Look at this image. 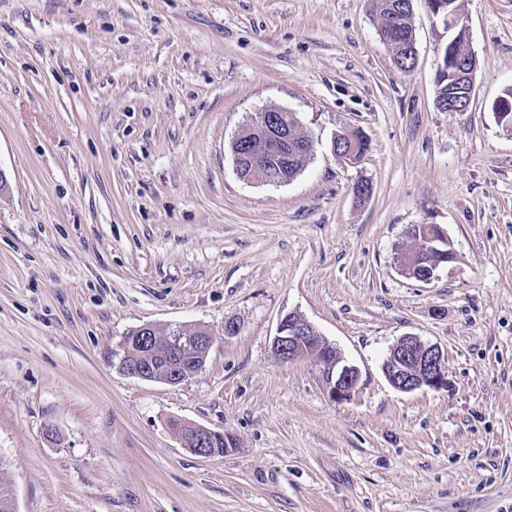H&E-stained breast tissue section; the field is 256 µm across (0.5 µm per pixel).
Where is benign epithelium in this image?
<instances>
[{"label": "benign epithelium", "mask_w": 512, "mask_h": 512, "mask_svg": "<svg viewBox=\"0 0 512 512\" xmlns=\"http://www.w3.org/2000/svg\"><path fill=\"white\" fill-rule=\"evenodd\" d=\"M432 14L444 27L451 31L460 27L459 16L453 5L444 0H428ZM448 59L457 65L452 69L461 87L473 85L476 69V56L472 53L460 56L454 47L448 48ZM279 107H270L258 112L249 121L255 136L270 141L283 152L295 155L314 151V141L296 138L297 128L281 127L277 114ZM236 148L231 151L238 176L247 182L277 184L279 180L261 166V154L240 144L239 138L232 139ZM141 344L146 346L149 360L138 359L133 355L131 342L127 339L112 349V366L121 373L142 380L158 377L170 385L181 384L199 372L207 359L214 337L210 330L200 328L193 336H183L177 331H159L155 324H145L139 328ZM275 357L283 362L307 359L314 364L330 398L337 401L348 400L358 387L360 370L344 362L336 347L317 335L314 326L303 317L290 313L281 318L277 335L273 340ZM383 373L388 383L401 392H413L422 388L442 389L448 387L445 369V355L435 344H427L417 336L400 337L390 348L384 360ZM179 434L184 446L203 458L217 456L213 445L216 439L225 437L221 431L194 423L180 425Z\"/></svg>", "instance_id": "7a95c632"}]
</instances>
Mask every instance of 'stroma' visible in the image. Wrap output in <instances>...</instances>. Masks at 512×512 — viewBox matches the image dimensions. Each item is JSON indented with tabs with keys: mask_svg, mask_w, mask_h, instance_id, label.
I'll list each match as a JSON object with an SVG mask.
<instances>
[{
	"mask_svg": "<svg viewBox=\"0 0 512 512\" xmlns=\"http://www.w3.org/2000/svg\"><path fill=\"white\" fill-rule=\"evenodd\" d=\"M395 64L372 0H0V473L15 512H512V0H457L470 106L436 107L448 32L412 0ZM269 107L315 141L292 181L235 171ZM361 132L354 164L335 134ZM370 193L358 198V182ZM456 254L400 273L410 224ZM296 313L361 372L331 399L272 352ZM236 330L225 334V322ZM147 323L209 328L170 385L118 372ZM439 345L448 385L382 364ZM224 432L203 458L177 423ZM382 369L388 383L401 392L442 389L448 385L442 349L413 335L397 340L390 348Z\"/></svg>",
	"mask_w": 512,
	"mask_h": 512,
	"instance_id": "35a3bbf8",
	"label": "stroma"
}]
</instances>
